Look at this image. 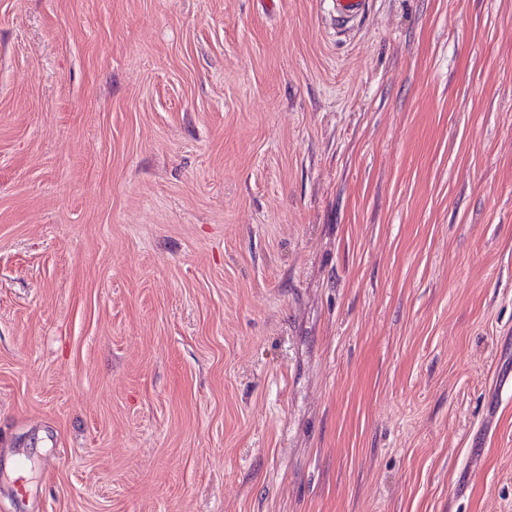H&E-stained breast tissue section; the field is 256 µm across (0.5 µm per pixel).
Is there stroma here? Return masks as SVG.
Instances as JSON below:
<instances>
[{
	"label": "stroma",
	"mask_w": 512,
	"mask_h": 512,
	"mask_svg": "<svg viewBox=\"0 0 512 512\" xmlns=\"http://www.w3.org/2000/svg\"><path fill=\"white\" fill-rule=\"evenodd\" d=\"M371 2L0 0V512H512V0ZM336 14V25H344L341 31H347L358 26L365 20L369 0H333Z\"/></svg>",
	"instance_id": "35a3bbf8"
}]
</instances>
